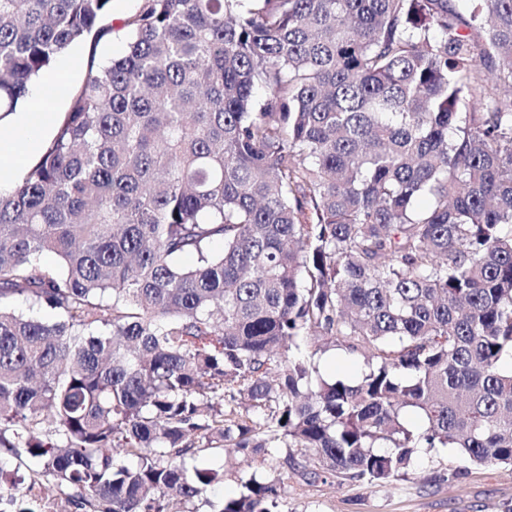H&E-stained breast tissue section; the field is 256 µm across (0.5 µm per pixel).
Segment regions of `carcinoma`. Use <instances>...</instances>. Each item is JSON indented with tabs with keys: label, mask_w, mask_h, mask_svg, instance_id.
<instances>
[{
	"label": "carcinoma",
	"mask_w": 512,
	"mask_h": 512,
	"mask_svg": "<svg viewBox=\"0 0 512 512\" xmlns=\"http://www.w3.org/2000/svg\"><path fill=\"white\" fill-rule=\"evenodd\" d=\"M110 2L0 0L1 121L92 48L0 191V497L43 512L24 455L65 512L512 466V0H139L102 62ZM226 446L290 471L209 500L188 460ZM90 39L73 44L55 62V70L62 74L67 86L80 84L86 75L89 61ZM329 360H332V367L330 372L327 370L326 365ZM336 363L339 364L336 368ZM362 359L345 354L342 350H329L320 358V370L326 379L334 380L342 378L346 380H353L362 366Z\"/></svg>",
	"instance_id": "carcinoma-1"
}]
</instances>
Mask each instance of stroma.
<instances>
[{
    "mask_svg": "<svg viewBox=\"0 0 512 512\" xmlns=\"http://www.w3.org/2000/svg\"><path fill=\"white\" fill-rule=\"evenodd\" d=\"M138 0H111L115 31L98 48L77 42L55 62V69L68 85L80 84L86 75L90 53L98 57L119 56L125 41L120 27L138 8ZM196 465L224 471V481L208 489L210 499L238 495L241 482L260 470L259 461H250L226 452L202 453ZM465 470L455 482L444 481V474ZM512 506V467L470 466L455 449L421 451L413 455L405 473L388 482L372 485L305 483L291 477L282 499L281 512H505Z\"/></svg>",
    "mask_w": 512,
    "mask_h": 512,
    "instance_id": "stroma-1",
    "label": "stroma"
}]
</instances>
